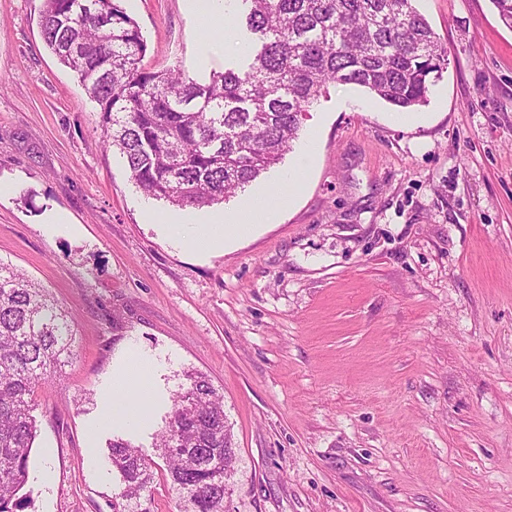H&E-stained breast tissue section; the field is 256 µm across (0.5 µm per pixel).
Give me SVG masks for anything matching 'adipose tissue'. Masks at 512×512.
Listing matches in <instances>:
<instances>
[{
  "mask_svg": "<svg viewBox=\"0 0 512 512\" xmlns=\"http://www.w3.org/2000/svg\"><path fill=\"white\" fill-rule=\"evenodd\" d=\"M305 169L288 172L277 189L246 201L232 215H220L210 223L194 225L187 240L198 252L223 248L230 238H246L258 225L272 223L289 204L293 186L304 181ZM150 380L147 373L129 370L118 377L112 388V399L105 409L113 425L134 427L150 406Z\"/></svg>",
  "mask_w": 512,
  "mask_h": 512,
  "instance_id": "adipose-tissue-1",
  "label": "adipose tissue"
}]
</instances>
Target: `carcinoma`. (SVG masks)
Here are the masks:
<instances>
[{
    "mask_svg": "<svg viewBox=\"0 0 512 512\" xmlns=\"http://www.w3.org/2000/svg\"><path fill=\"white\" fill-rule=\"evenodd\" d=\"M252 35L246 65L190 74L141 65L147 45L120 0H43L46 47L100 107L107 144L146 195L177 206L224 202L282 160L301 114L329 82L385 102H427L447 52L414 0H239ZM75 355V333L49 291L0 261V512H18L37 437L39 385ZM174 399L154 448L191 512H224L234 450L224 403L203 376ZM122 485L140 495L154 461L123 438L109 443Z\"/></svg>",
    "mask_w": 512,
    "mask_h": 512,
    "instance_id": "1",
    "label": "carcinoma"
}]
</instances>
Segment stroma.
<instances>
[{
    "instance_id": "35a3bbf8",
    "label": "stroma",
    "mask_w": 512,
    "mask_h": 512,
    "mask_svg": "<svg viewBox=\"0 0 512 512\" xmlns=\"http://www.w3.org/2000/svg\"><path fill=\"white\" fill-rule=\"evenodd\" d=\"M153 70L220 72L243 30L191 0H122ZM43 0H0V261L47 288L76 355L37 392L22 512H113L119 435L155 455L188 385L224 398V512H512V28L490 0H417L448 50L418 122L327 84L282 161L307 176L276 223L219 252L178 243L234 210L146 196L99 107L40 31ZM212 50L201 56L200 43ZM145 365L150 416L103 420ZM131 512H180L165 461Z\"/></svg>"
}]
</instances>
